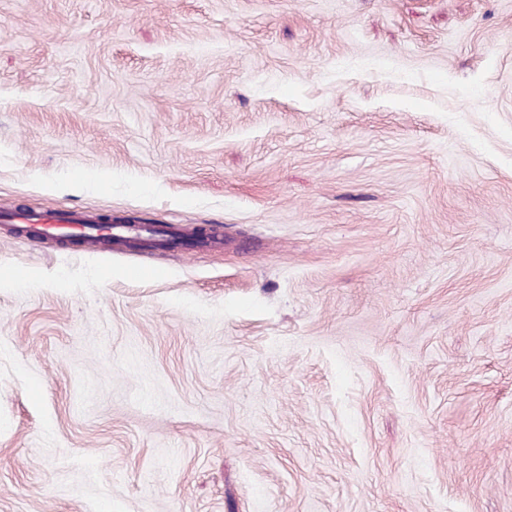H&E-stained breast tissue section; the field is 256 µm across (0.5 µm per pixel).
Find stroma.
<instances>
[{
	"label": "stroma",
	"instance_id": "35a3bbf8",
	"mask_svg": "<svg viewBox=\"0 0 512 512\" xmlns=\"http://www.w3.org/2000/svg\"><path fill=\"white\" fill-rule=\"evenodd\" d=\"M53 205L221 248L0 227V512H512V0H0Z\"/></svg>",
	"mask_w": 512,
	"mask_h": 512
}]
</instances>
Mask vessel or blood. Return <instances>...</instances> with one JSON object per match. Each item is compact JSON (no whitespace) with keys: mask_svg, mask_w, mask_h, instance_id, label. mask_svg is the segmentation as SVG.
I'll list each match as a JSON object with an SVG mask.
<instances>
[{"mask_svg":"<svg viewBox=\"0 0 512 512\" xmlns=\"http://www.w3.org/2000/svg\"><path fill=\"white\" fill-rule=\"evenodd\" d=\"M0 222L16 225L30 242L50 240L72 249L110 250L135 239L151 250L170 248L189 256L211 247L214 238L210 231L195 235L170 225L92 221L73 209L11 210L0 213Z\"/></svg>","mask_w":512,"mask_h":512,"instance_id":"b4317fda","label":"vessel or blood"}]
</instances>
